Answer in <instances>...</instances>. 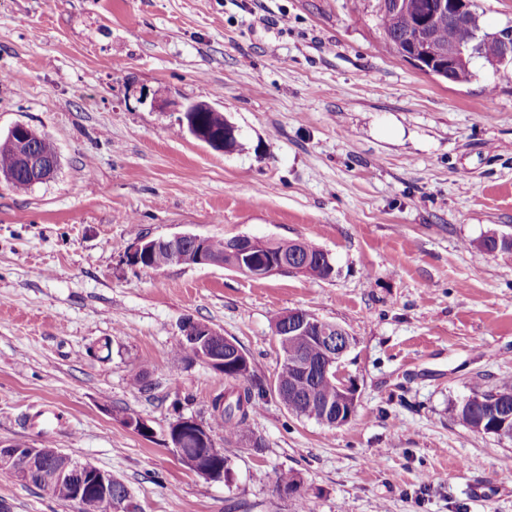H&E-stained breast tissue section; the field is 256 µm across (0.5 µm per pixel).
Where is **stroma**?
<instances>
[{"label": "stroma", "instance_id": "35a3bbf8", "mask_svg": "<svg viewBox=\"0 0 512 512\" xmlns=\"http://www.w3.org/2000/svg\"><path fill=\"white\" fill-rule=\"evenodd\" d=\"M379 0H0V139L24 123L59 168L0 182V441L51 444L112 473L139 512H512V441L448 407L512 384V68L450 84L381 48ZM207 102L240 130L230 153L179 133ZM304 240L327 279L216 265H129L144 237ZM305 309L354 339L339 427L271 392L230 482L165 442L209 419L224 375L176 361L191 317L236 340L254 383L279 366L275 315ZM145 420L153 434L127 427ZM261 447H254V439ZM8 512H76L0 474Z\"/></svg>", "mask_w": 512, "mask_h": 512}]
</instances>
